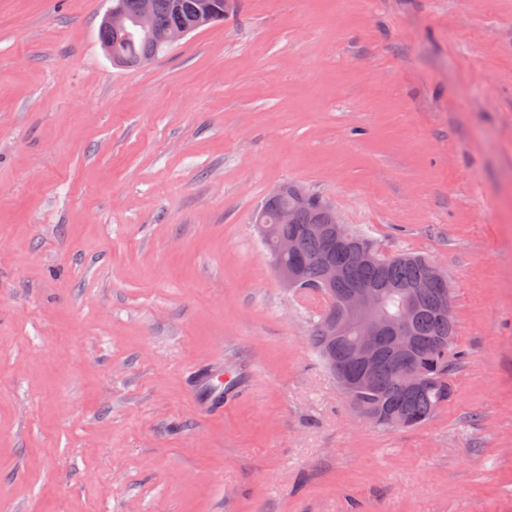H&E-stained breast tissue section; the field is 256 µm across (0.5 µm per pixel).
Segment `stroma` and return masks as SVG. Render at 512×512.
Wrapping results in <instances>:
<instances>
[{
  "label": "stroma",
  "mask_w": 512,
  "mask_h": 512,
  "mask_svg": "<svg viewBox=\"0 0 512 512\" xmlns=\"http://www.w3.org/2000/svg\"><path fill=\"white\" fill-rule=\"evenodd\" d=\"M235 2L122 68L110 0H0V512H512V0ZM285 183L447 271L426 424L312 347L254 224ZM195 374L194 386L201 405L207 409H224V365L199 369Z\"/></svg>",
  "instance_id": "stroma-1"
}]
</instances>
